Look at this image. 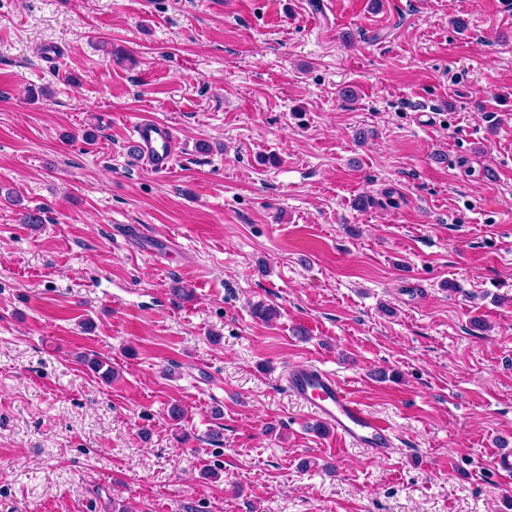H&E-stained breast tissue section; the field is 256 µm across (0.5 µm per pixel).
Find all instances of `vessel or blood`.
I'll return each mask as SVG.
<instances>
[{"label":"vessel or blood","instance_id":"b4317fda","mask_svg":"<svg viewBox=\"0 0 512 512\" xmlns=\"http://www.w3.org/2000/svg\"><path fill=\"white\" fill-rule=\"evenodd\" d=\"M132 135L139 162L152 170H170L181 153V145L168 124L145 118L135 123ZM121 234L141 239L147 254L154 256L173 245L172 240L149 235L140 224L124 226ZM286 388L309 406L333 434L352 446L368 449L376 458L386 457L394 447L396 436L391 425L366 409L334 373L313 365H294L286 375Z\"/></svg>","mask_w":512,"mask_h":512}]
</instances>
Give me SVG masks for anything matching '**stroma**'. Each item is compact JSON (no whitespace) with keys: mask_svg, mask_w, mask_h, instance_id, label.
<instances>
[{"mask_svg":"<svg viewBox=\"0 0 512 512\" xmlns=\"http://www.w3.org/2000/svg\"><path fill=\"white\" fill-rule=\"evenodd\" d=\"M504 448L512 0H0V512H512ZM138 160L158 172L170 170L181 153L174 129L165 123L142 119L132 128ZM118 232L125 238L136 237L141 239L146 246V250H144V252L156 257L165 253L167 250L171 249V247H176L175 243L170 239L162 240L149 235L141 224L124 226L123 229ZM286 388L309 406L333 434L352 446L368 449L375 458L386 457L395 447L391 425L366 409L334 373L314 365H294L286 375Z\"/></svg>","mask_w":512,"mask_h":512,"instance_id":"1","label":"stroma"}]
</instances>
